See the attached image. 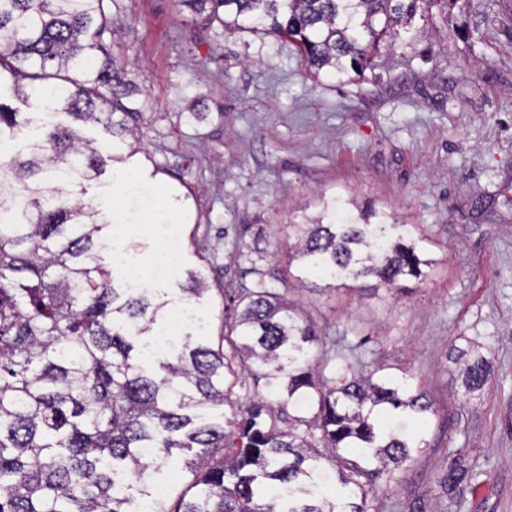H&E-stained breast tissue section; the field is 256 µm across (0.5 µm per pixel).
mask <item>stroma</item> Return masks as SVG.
Returning a JSON list of instances; mask_svg holds the SVG:
<instances>
[{
    "label": "stroma",
    "instance_id": "stroma-1",
    "mask_svg": "<svg viewBox=\"0 0 512 512\" xmlns=\"http://www.w3.org/2000/svg\"><path fill=\"white\" fill-rule=\"evenodd\" d=\"M103 40L137 134L88 126L84 137L191 208L121 230L141 255L177 242L182 267H205L210 286L191 304L144 268L169 301L156 331L172 334L190 308L220 336L241 289L264 280L362 362L422 374L429 447L382 481L381 512H443L452 450L482 472L459 492L463 512H512V0L433 7L349 83L305 76L287 40L193 26L174 0H119ZM323 192L419 225L436 260L425 281L375 294L288 266V222L314 214ZM460 336L485 344L492 366L471 395L450 359Z\"/></svg>",
    "mask_w": 512,
    "mask_h": 512
}]
</instances>
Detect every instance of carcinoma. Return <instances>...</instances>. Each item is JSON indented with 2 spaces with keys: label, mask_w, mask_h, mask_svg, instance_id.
<instances>
[{
  "label": "carcinoma",
  "mask_w": 512,
  "mask_h": 512,
  "mask_svg": "<svg viewBox=\"0 0 512 512\" xmlns=\"http://www.w3.org/2000/svg\"><path fill=\"white\" fill-rule=\"evenodd\" d=\"M114 2L0 0V85L10 82L31 108L0 102V145L9 147L0 160V512H140L123 477L157 471L177 452L190 454L188 490L156 512H335L338 496L342 512H380L376 480L408 471L428 446L432 403L420 374L388 376L340 355L323 375L321 337L262 280L242 290L218 341L201 338L199 324L141 363L166 302L114 282L106 214L68 190L110 160L79 125L123 135L134 115L114 91L124 73L99 57ZM175 2L195 23L285 38L309 76L341 78L373 67L394 28L436 0ZM318 202L317 216L288 225L305 273L373 278L371 289L403 293V282L436 264L416 225L383 210L354 213L340 195ZM187 282L191 298L208 291L201 268ZM463 340L451 353L474 393L491 379L489 360ZM253 366L276 406L235 397ZM395 411L413 415L416 430L397 429ZM343 448L358 460L339 472V488H325L315 462H337ZM480 476L460 452L448 454V512H461L456 491Z\"/></svg>",
  "instance_id": "carcinoma-1"
}]
</instances>
